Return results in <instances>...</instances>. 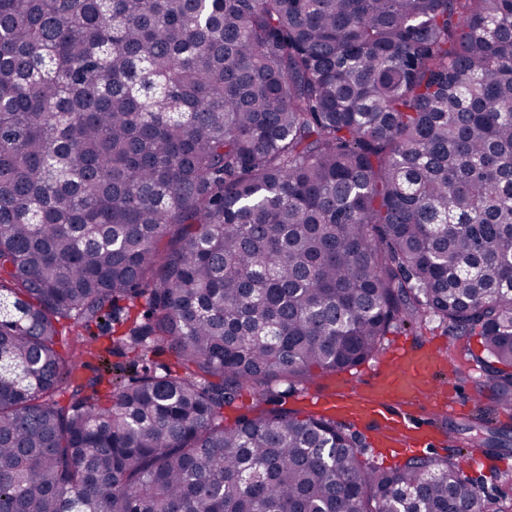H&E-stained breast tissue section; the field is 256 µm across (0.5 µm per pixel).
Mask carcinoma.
<instances>
[{
    "mask_svg": "<svg viewBox=\"0 0 512 512\" xmlns=\"http://www.w3.org/2000/svg\"><path fill=\"white\" fill-rule=\"evenodd\" d=\"M434 320L512 408V0H0V512H512L483 422L384 470L273 390ZM489 445L483 452L473 455L474 464L465 470V475L477 482V485L488 495H496L501 489L508 492L512 480V431L507 437V445L499 441L497 434H484Z\"/></svg>",
    "mask_w": 512,
    "mask_h": 512,
    "instance_id": "carcinoma-1",
    "label": "carcinoma"
}]
</instances>
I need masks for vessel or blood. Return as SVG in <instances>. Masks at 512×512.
Returning a JSON list of instances; mask_svg holds the SVG:
<instances>
[{"instance_id":"vessel-or-blood-1","label":"vessel or blood","mask_w":512,"mask_h":512,"mask_svg":"<svg viewBox=\"0 0 512 512\" xmlns=\"http://www.w3.org/2000/svg\"><path fill=\"white\" fill-rule=\"evenodd\" d=\"M441 370L435 346L396 347L369 382L337 396L335 409L355 422L375 424L380 445L411 449L422 440L427 414L451 413L459 406L457 400L448 397L446 389L439 387Z\"/></svg>"}]
</instances>
